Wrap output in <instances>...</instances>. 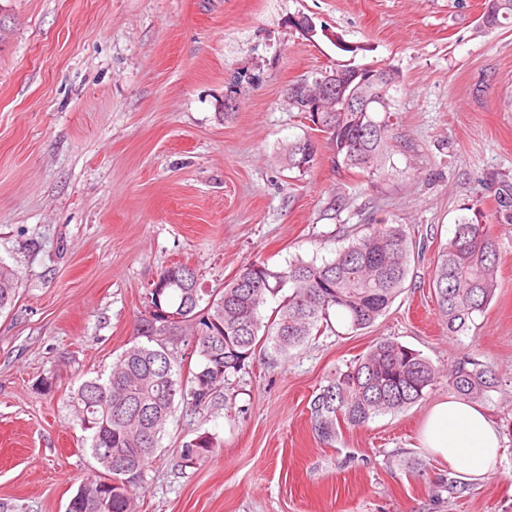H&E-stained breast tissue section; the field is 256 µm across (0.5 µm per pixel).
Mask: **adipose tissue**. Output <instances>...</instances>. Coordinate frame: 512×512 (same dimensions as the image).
<instances>
[{
    "mask_svg": "<svg viewBox=\"0 0 512 512\" xmlns=\"http://www.w3.org/2000/svg\"><path fill=\"white\" fill-rule=\"evenodd\" d=\"M422 443L472 478L487 474L502 452L499 431L484 410L454 396L433 406L422 429Z\"/></svg>",
    "mask_w": 512,
    "mask_h": 512,
    "instance_id": "obj_1",
    "label": "adipose tissue"
}]
</instances>
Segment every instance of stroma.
<instances>
[{
    "label": "stroma",
    "mask_w": 512,
    "mask_h": 512,
    "mask_svg": "<svg viewBox=\"0 0 512 512\" xmlns=\"http://www.w3.org/2000/svg\"><path fill=\"white\" fill-rule=\"evenodd\" d=\"M485 0H0V261L20 298L0 314V512H65L93 460L68 398L109 375L135 338L146 288L193 268L219 288L259 260L331 258L345 227L411 225L422 246L385 315L341 319L289 357L256 354L208 406L178 404L136 512H512V27L481 29ZM307 16L314 36L289 20ZM396 69L387 174L281 150L310 134L289 84L336 64ZM482 214L498 288L449 336L432 290L438 249ZM443 376L415 405L320 442L310 401L377 341ZM492 366L480 406L503 452L470 478L421 443L459 361ZM51 382L39 391V381ZM219 447L185 465L179 444ZM460 489L449 488V480ZM318 145V141L310 135L289 142L283 148V156L288 170L305 173L314 167L319 156Z\"/></svg>",
    "instance_id": "1"
}]
</instances>
